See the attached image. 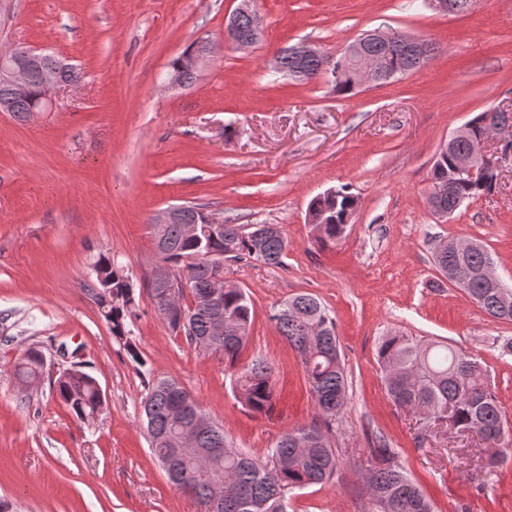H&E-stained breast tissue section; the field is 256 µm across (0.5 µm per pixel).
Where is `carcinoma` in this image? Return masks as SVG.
<instances>
[{
	"label": "carcinoma",
	"mask_w": 512,
	"mask_h": 512,
	"mask_svg": "<svg viewBox=\"0 0 512 512\" xmlns=\"http://www.w3.org/2000/svg\"><path fill=\"white\" fill-rule=\"evenodd\" d=\"M40 96L41 89L36 87L32 99L17 101L0 84V111L25 121ZM483 130L477 126L472 137L457 142L444 161L445 170L431 174V180L442 187L441 204L452 212L463 202L493 190L491 184L451 173L452 156L471 150L472 138ZM355 201L356 196L344 188L335 197L317 196L311 200L308 210L326 220L319 225L320 235L315 237L318 245L334 244L344 236L342 220ZM200 214L201 208L186 205L181 223L153 225L154 246L159 248V260L170 276L164 286L154 283L152 288L182 301L191 296V303L182 304L189 327L181 326L178 317L168 315L155 296L150 299L172 333L183 337L195 350L218 354L232 363L248 342L254 311L241 288L224 290V298L218 303L209 300L213 271L224 263L227 251L233 252L231 259L235 262L255 260L278 266L288 249V240L281 232H267L257 224L226 223L215 236L192 238L184 225L196 223ZM490 262L482 247L435 255L437 267L469 273L463 290L484 312L512 322V287L503 283L495 288L480 275ZM96 287L112 292L115 303L107 319L114 336H125V321L130 315L125 299L132 295V288L124 268L109 258L99 260ZM217 315L224 319L221 336L211 333L212 320ZM272 320L289 345L302 354L319 419L281 433L267 449L266 460L233 448L224 429L213 420L198 423L197 417L207 413L198 399L174 379L149 381L143 401L145 427L158 461L173 454L171 442L188 432L193 451L180 460V474L181 481L197 498H211L213 481L220 474L225 484L235 488L224 496L221 512H288V496L294 490L329 483L340 465L329 433L346 406L348 379L341 363L335 317L317 297L306 293L280 305ZM377 357L386 394L396 406L419 411L428 419L446 413L450 427L477 432L489 447L496 449V454L512 451V425L503 414L480 360L440 341L424 347L399 333L383 337ZM42 370L43 355L34 348L27 349L14 365L16 378L28 385L40 379ZM273 376L272 366L263 360H254L239 372L235 387L249 410L262 413L271 407ZM57 394L82 422L95 418L105 405L97 380L80 367L59 375ZM364 455L370 512H435L432 500L408 478L385 440L365 449Z\"/></svg>",
	"instance_id": "carcinoma-1"
}]
</instances>
